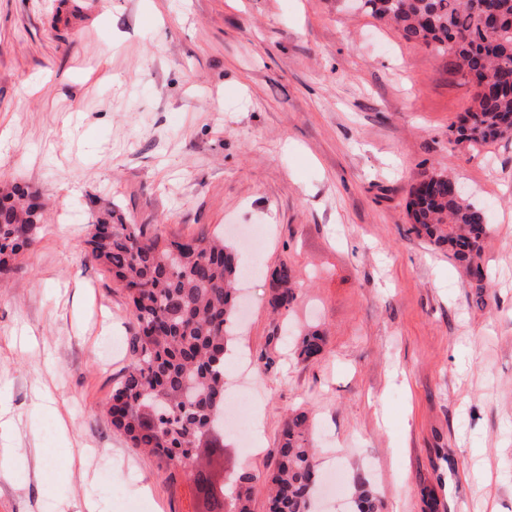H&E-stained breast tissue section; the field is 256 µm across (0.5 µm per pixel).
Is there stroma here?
<instances>
[{
    "mask_svg": "<svg viewBox=\"0 0 512 512\" xmlns=\"http://www.w3.org/2000/svg\"><path fill=\"white\" fill-rule=\"evenodd\" d=\"M472 93L449 56L344 0H0V183L45 204L0 283V512H201L191 473L107 412L135 354L126 294L86 244L106 208L226 234L256 262L224 413L249 387L261 441L225 426L222 458L229 480L253 475V512L299 408L317 498L339 477L381 512H512V136L455 145ZM435 169L486 212L485 286L412 229L411 188ZM284 262L300 289L276 315ZM314 329L324 350L298 361L292 338ZM38 447L87 466L44 494Z\"/></svg>",
    "mask_w": 512,
    "mask_h": 512,
    "instance_id": "35a3bbf8",
    "label": "stroma"
}]
</instances>
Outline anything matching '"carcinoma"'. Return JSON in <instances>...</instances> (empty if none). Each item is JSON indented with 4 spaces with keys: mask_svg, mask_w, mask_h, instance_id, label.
<instances>
[{
    "mask_svg": "<svg viewBox=\"0 0 512 512\" xmlns=\"http://www.w3.org/2000/svg\"><path fill=\"white\" fill-rule=\"evenodd\" d=\"M369 16L392 25L408 42L448 54L475 88L456 127L455 143L470 148L512 134V0H360ZM448 173L434 170L414 185L408 212L414 232L458 262L467 276L489 280L482 241L485 211L448 191ZM43 226L37 194L19 185L0 187V279ZM90 257L106 267L129 298L137 331V359L112 393V425L135 448H145L195 471L198 493L210 471L195 448H218L215 421L224 407V358L236 313L235 284L243 268L237 251L207 231L168 238L146 224H126L107 213L88 240ZM268 306L286 311L297 297L292 269L273 273ZM324 349L317 331L302 335L297 357L310 361ZM270 478L267 512H310L316 461L305 411L286 420ZM254 477H239L231 512H252ZM357 512H379L368 485L356 487Z\"/></svg>",
    "mask_w": 512,
    "mask_h": 512,
    "instance_id": "1",
    "label": "carcinoma"
}]
</instances>
